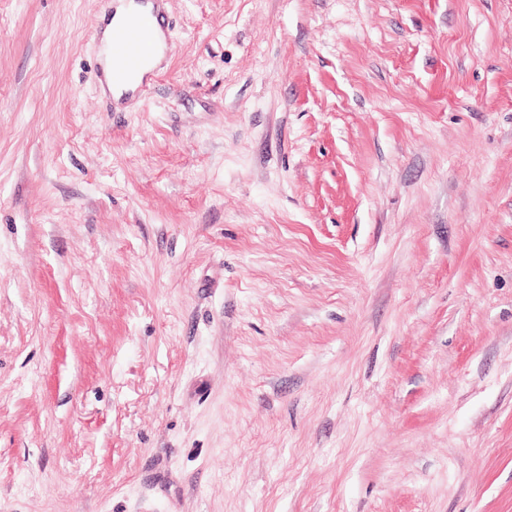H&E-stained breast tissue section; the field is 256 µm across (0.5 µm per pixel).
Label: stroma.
<instances>
[{
    "mask_svg": "<svg viewBox=\"0 0 512 512\" xmlns=\"http://www.w3.org/2000/svg\"><path fill=\"white\" fill-rule=\"evenodd\" d=\"M0 0V512H512V0ZM114 14L105 24L102 32L101 65L104 79L108 89L115 94L116 98L124 94L134 92L143 82L154 66H157L163 56L164 34L157 23L154 13V6L151 3L119 2L115 5ZM133 12H141L150 16L153 23L156 51L151 57L148 66L142 71L138 78L128 84L117 85L112 80V63L106 55L105 45L108 41L112 28L121 23ZM150 18L146 15H134L123 25L112 31L110 41V54L116 63L114 78L122 80L125 77L138 72L149 56L150 43L152 40V26Z\"/></svg>",
    "mask_w": 512,
    "mask_h": 512,
    "instance_id": "1",
    "label": "stroma"
}]
</instances>
